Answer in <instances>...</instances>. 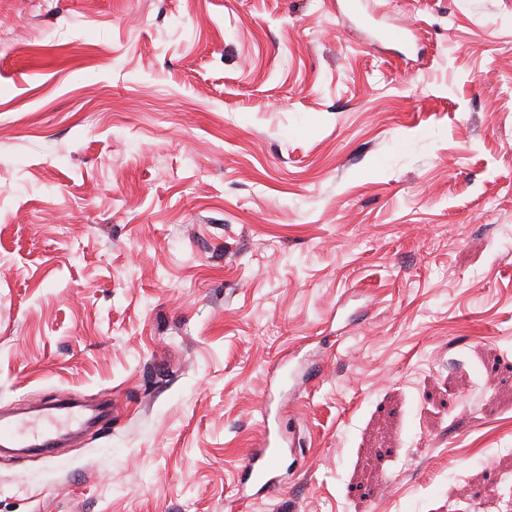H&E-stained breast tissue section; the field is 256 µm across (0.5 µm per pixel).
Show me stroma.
<instances>
[{
    "instance_id": "obj_1",
    "label": "stroma",
    "mask_w": 512,
    "mask_h": 512,
    "mask_svg": "<svg viewBox=\"0 0 512 512\" xmlns=\"http://www.w3.org/2000/svg\"><path fill=\"white\" fill-rule=\"evenodd\" d=\"M343 2L0 0V512H512V0ZM82 406L72 404L62 397L43 401L39 407V418L47 420L53 429L38 428L36 425L27 426L25 419L0 420V447L1 448H54L60 437L71 432L70 424L75 422L82 428L94 420L102 419L112 412V403L106 400L96 409H92L90 416L87 413L76 411ZM62 425H67L61 428ZM66 430V433H62ZM272 447L269 436H265L260 439L257 448L250 450L242 466L245 483L252 481L255 484H262V488L273 487L269 474L276 454Z\"/></svg>"
}]
</instances>
